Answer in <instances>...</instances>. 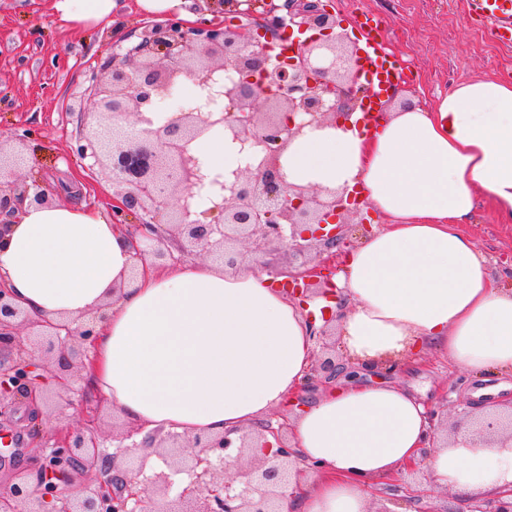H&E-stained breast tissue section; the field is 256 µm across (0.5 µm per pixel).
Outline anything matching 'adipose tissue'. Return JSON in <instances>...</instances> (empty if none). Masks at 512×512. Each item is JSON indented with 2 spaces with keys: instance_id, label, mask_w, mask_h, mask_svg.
Wrapping results in <instances>:
<instances>
[{
  "instance_id": "1",
  "label": "adipose tissue",
  "mask_w": 512,
  "mask_h": 512,
  "mask_svg": "<svg viewBox=\"0 0 512 512\" xmlns=\"http://www.w3.org/2000/svg\"><path fill=\"white\" fill-rule=\"evenodd\" d=\"M118 7L53 2L70 32L110 26ZM195 149L213 175L246 163L219 131ZM280 164L295 185L360 186L384 218L339 260L333 284L345 305L336 327L353 372L288 416L290 446L320 471L281 500L282 512H368L367 485L418 460L433 427L421 397L362 370L434 350L457 367L502 375L478 394L512 406V289L460 230L480 195L512 221V83L478 78L432 108L392 105L369 130L352 119L305 128ZM130 266L125 231L84 205L25 206L0 237V283L30 317L84 318L105 307L84 375L129 423L215 437L257 424L298 391L315 338L299 304L257 264L146 262L113 292ZM426 477L462 501L512 493V448L459 430L429 458Z\"/></svg>"
}]
</instances>
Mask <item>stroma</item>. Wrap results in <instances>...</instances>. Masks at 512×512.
<instances>
[{
  "mask_svg": "<svg viewBox=\"0 0 512 512\" xmlns=\"http://www.w3.org/2000/svg\"><path fill=\"white\" fill-rule=\"evenodd\" d=\"M346 25L370 17L391 53L413 66L400 86L405 98L427 108L454 84L483 77L512 81V71L493 65L512 60V45L487 41L486 25L467 12V0H331ZM149 20L134 12L123 18L124 31L69 33L60 31L53 0H0V133L24 136L26 175L50 198L62 204L110 208L112 183L102 169L88 170L70 146L78 132L76 114L91 104L89 74L107 57L137 41ZM462 232L490 260L494 275L512 287V224L500 223L487 201H480ZM387 380L406 389L424 391L429 407L462 420L474 406L472 392L480 376L450 366L430 353L413 357L390 370ZM94 413L104 435L126 432L130 423L112 414L97 393L58 409L40 399L13 400L0 417V434L14 435L15 445H0V492L16 473L35 479L45 442L60 431L82 427ZM373 512H456L450 491L427 486L423 478L406 482L392 477L367 489Z\"/></svg>",
  "mask_w": 512,
  "mask_h": 512,
  "instance_id": "stroma-1",
  "label": "stroma"
}]
</instances>
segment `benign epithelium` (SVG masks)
Listing matches in <instances>:
<instances>
[{"mask_svg":"<svg viewBox=\"0 0 512 512\" xmlns=\"http://www.w3.org/2000/svg\"><path fill=\"white\" fill-rule=\"evenodd\" d=\"M224 0V21L205 18L188 24L168 14L139 34V42L110 55L89 81L92 107L81 113L79 136L72 151L91 160L90 167L107 170L112 181V223L125 229L135 263L147 259L182 261L205 255L234 267L244 259L236 250L247 245L253 259L274 251L285 265L274 270L273 282L293 299L330 297L327 284L335 272L336 255L350 246L346 216L356 214L346 191L324 193L288 182L280 157L288 143L309 126L324 125L363 106L370 87L357 85L348 37L336 32V16L315 0ZM313 32L286 61L272 60L269 44L283 32ZM199 89L195 100L167 111L161 103L180 78ZM219 127L239 145V152L261 156L232 176L209 177L194 143ZM24 138L0 134V233L13 223L15 212L29 202L53 200L23 173ZM217 195L218 201L197 212L194 200ZM139 223H127L128 217ZM105 313L80 327L51 320L34 321L0 284V397L40 391L37 365L19 340L29 330L46 347L59 368L70 375L58 379L51 398L70 406L85 389L82 377L71 373L75 362L85 365L84 343L96 335ZM335 316H324L315 331L320 348L335 335ZM313 371L336 379V359L319 357ZM474 436L512 437V410H489L470 418ZM271 435L275 444L258 441ZM134 433H112L117 451L104 449L106 439L87 427L56 437L40 468L41 492L31 490L25 474L13 477L0 495V512H144L141 496L146 458L139 449H155L172 460L174 472L194 476L176 502L158 512H279L282 489L297 459L283 437V427L270 423L256 432H240L192 441L176 433L152 434L137 443ZM262 453L240 469L244 490L232 495L221 468L211 456L223 458L230 448L235 459L252 448ZM124 469L109 478L96 477L71 496H57L71 480V471H112L117 460Z\"/></svg>","mask_w":512,"mask_h":512,"instance_id":"7a95c632","label":"benign epithelium"}]
</instances>
